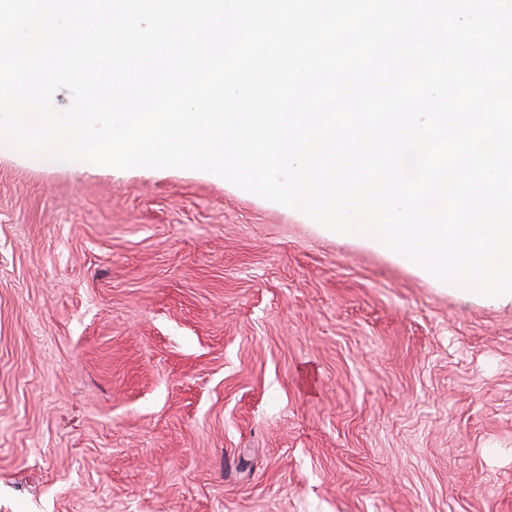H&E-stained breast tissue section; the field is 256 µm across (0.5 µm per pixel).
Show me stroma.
<instances>
[{
    "mask_svg": "<svg viewBox=\"0 0 512 512\" xmlns=\"http://www.w3.org/2000/svg\"><path fill=\"white\" fill-rule=\"evenodd\" d=\"M0 512H512V298L208 172L1 150Z\"/></svg>",
    "mask_w": 512,
    "mask_h": 512,
    "instance_id": "1",
    "label": "stroma"
}]
</instances>
